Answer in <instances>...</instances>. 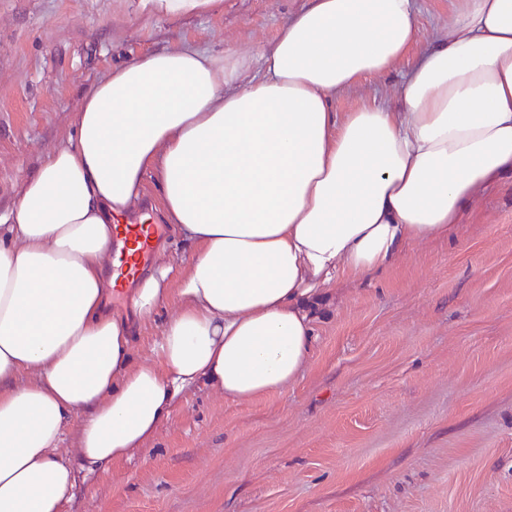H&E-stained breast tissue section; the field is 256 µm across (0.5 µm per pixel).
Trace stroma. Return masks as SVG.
Here are the masks:
<instances>
[{"instance_id": "stroma-1", "label": "stroma", "mask_w": 512, "mask_h": 512, "mask_svg": "<svg viewBox=\"0 0 512 512\" xmlns=\"http://www.w3.org/2000/svg\"><path fill=\"white\" fill-rule=\"evenodd\" d=\"M305 4L156 18L131 0H0V211L113 66L184 45L253 52ZM411 62L338 93L337 114L392 101ZM64 512H512V183L484 190L448 237L332 289L287 391L192 390Z\"/></svg>"}]
</instances>
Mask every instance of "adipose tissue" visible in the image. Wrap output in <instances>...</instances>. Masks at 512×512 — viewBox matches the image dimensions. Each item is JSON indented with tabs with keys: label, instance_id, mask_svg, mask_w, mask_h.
Masks as SVG:
<instances>
[{
	"label": "adipose tissue",
	"instance_id": "ef3b65f1",
	"mask_svg": "<svg viewBox=\"0 0 512 512\" xmlns=\"http://www.w3.org/2000/svg\"><path fill=\"white\" fill-rule=\"evenodd\" d=\"M453 3L394 110L340 118L333 102L417 42L414 0H307L259 52H151L82 92L74 138L0 212V512H63L79 476L143 451L195 386L285 391L326 289L448 235L512 178V0ZM149 175L195 250L141 360L136 326L174 293L170 267L112 311V231Z\"/></svg>",
	"mask_w": 512,
	"mask_h": 512
}]
</instances>
